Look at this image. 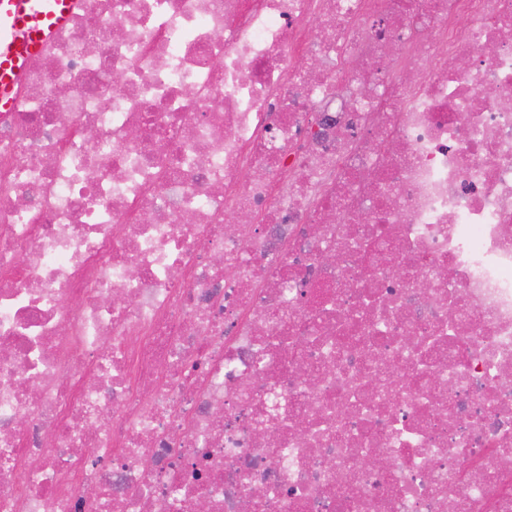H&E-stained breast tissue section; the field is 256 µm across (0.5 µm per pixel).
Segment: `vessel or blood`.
Here are the masks:
<instances>
[{"label": "vessel or blood", "instance_id": "b4317fda", "mask_svg": "<svg viewBox=\"0 0 512 512\" xmlns=\"http://www.w3.org/2000/svg\"><path fill=\"white\" fill-rule=\"evenodd\" d=\"M75 5L76 0H0V112L15 108L23 69Z\"/></svg>", "mask_w": 512, "mask_h": 512}]
</instances>
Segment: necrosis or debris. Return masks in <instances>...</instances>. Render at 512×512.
I'll use <instances>...</instances> for the list:
<instances>
[{"mask_svg":"<svg viewBox=\"0 0 512 512\" xmlns=\"http://www.w3.org/2000/svg\"><path fill=\"white\" fill-rule=\"evenodd\" d=\"M15 92L0 512H512V0H78Z\"/></svg>","mask_w":512,"mask_h":512,"instance_id":"necrosis-or-debris-1","label":"necrosis or debris"}]
</instances>
